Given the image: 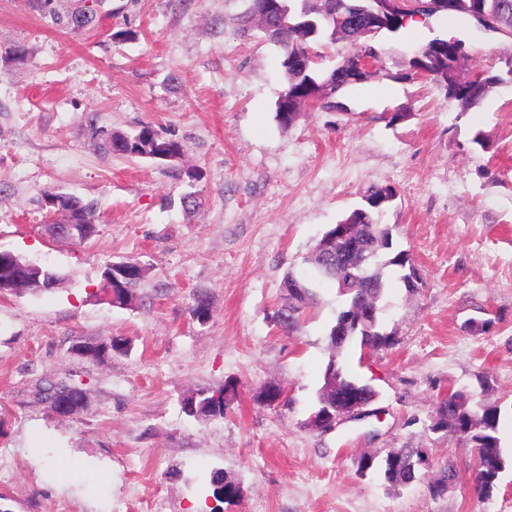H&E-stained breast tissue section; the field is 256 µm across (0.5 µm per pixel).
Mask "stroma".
I'll list each match as a JSON object with an SVG mask.
<instances>
[{
	"instance_id": "obj_1",
	"label": "stroma",
	"mask_w": 512,
	"mask_h": 512,
	"mask_svg": "<svg viewBox=\"0 0 512 512\" xmlns=\"http://www.w3.org/2000/svg\"><path fill=\"white\" fill-rule=\"evenodd\" d=\"M249 0H0V248L58 270L54 290L0 299V507L6 512H512V467L479 498L476 459L430 430L439 395L467 391L500 408L512 457V39L437 16L420 33L378 37L379 77L338 93L340 111L275 119L282 52L241 33ZM87 22L74 26L75 15ZM436 37L464 42L462 79L500 76L460 111L408 61ZM403 113L392 122L394 113ZM143 123L178 139V165L101 149L91 127ZM199 173L188 181L185 170ZM396 198L377 214L411 254L414 289L392 281L382 327L393 344L335 353L345 303L316 286L301 326L274 312L288 271L370 187ZM97 203L99 232L79 244L45 230V190ZM194 193L197 207L181 197ZM138 258L137 302L96 288L106 264ZM211 317L193 321V293ZM129 339L92 360L76 342ZM338 356L379 393L375 416L324 434L305 423ZM71 378L87 410L52 414L32 380ZM233 385L220 417L185 399ZM283 397L267 405L266 386ZM392 448H423L419 481L388 482ZM373 466L361 471L360 462ZM457 477L431 497L442 461ZM78 464L67 485L55 465ZM239 487L220 502L210 477Z\"/></svg>"
}]
</instances>
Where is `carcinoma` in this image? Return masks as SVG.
Here are the masks:
<instances>
[{"instance_id":"1","label":"carcinoma","mask_w":512,"mask_h":512,"mask_svg":"<svg viewBox=\"0 0 512 512\" xmlns=\"http://www.w3.org/2000/svg\"><path fill=\"white\" fill-rule=\"evenodd\" d=\"M461 2H474L486 12L498 14L503 24L512 25V0ZM266 3L267 0H250V6L241 19V32L246 33L255 28V19L265 15ZM279 4V12L271 15V21L259 28V31L266 41L279 46L283 51L281 65L286 87L276 102L275 118L280 126L286 128L298 121L306 101L316 99L325 86H331L333 92L341 87L354 86L353 82L338 77L336 67L322 71L317 61L304 67L300 66V61L305 57L306 50L321 40H326L328 45L336 43L333 29L338 21L341 22L344 38L350 42L376 44L375 38L366 35L362 21L351 20V15L355 5L368 11L375 10L377 0H279ZM412 18V13H405L399 19L388 17L377 25L376 30L380 35L385 32L397 34L407 27L408 20ZM461 48L462 43L458 40L434 38L418 52L419 59H409L408 67L419 66L431 72L430 79L440 85L445 97L457 102L461 110L467 111L482 99L486 85L495 82L497 77L491 76L465 85L458 83L460 59L464 58ZM103 145L113 153L146 159L157 154L161 146L167 147L168 151L178 157L182 155V144L179 140L161 135L148 123L140 125L130 133L118 131L113 141L105 140ZM395 196L396 192L390 185L374 186L365 195L366 202L354 209L343 222L373 225V230L381 233L385 239L382 249L390 251L393 248L392 231L378 223L374 214L390 204ZM335 235L336 227L332 226L313 247L308 263L313 268L314 277L307 278L294 271L286 274L283 281L284 295L277 310L278 321L288 331L299 325L316 280H329L337 285L342 277H360L364 279L365 287L345 295L344 310L360 303L376 308V313L367 325L348 329L346 338L339 345L335 344L336 326H331L328 333L330 345L339 351L358 339L361 346H367L373 351L388 348L392 344L391 335L382 332L378 327L379 316L384 311L382 300L385 292L380 264L377 262L380 253L358 251L348 256L338 267L329 269L322 257L323 245ZM126 263L135 272L128 275L120 266H112V292L120 302L137 300V286L147 273V268L135 259H128ZM189 313L201 324L209 320L211 305L207 294L198 293L193 296ZM226 407L224 392L200 390L183 411L189 416L222 417ZM498 419V407L471 405L461 393L453 390L438 397L435 413L431 418L430 428L434 431L444 430L457 434L462 428L467 430L464 435L467 447L480 450L474 489L478 496L484 498L490 496L499 474L508 465L496 435ZM424 459L423 450L420 448L392 449L384 459L385 478L400 484L413 483L419 479V469ZM211 484L217 500H229L236 495L233 484L224 482L223 476L217 471L213 473Z\"/></svg>"}]
</instances>
